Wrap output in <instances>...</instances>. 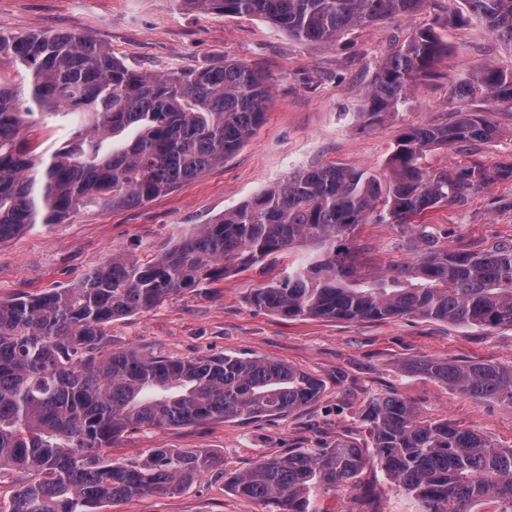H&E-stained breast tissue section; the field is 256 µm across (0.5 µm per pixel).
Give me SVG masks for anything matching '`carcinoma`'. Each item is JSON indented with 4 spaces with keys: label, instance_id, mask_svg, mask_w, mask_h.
I'll list each match as a JSON object with an SVG mask.
<instances>
[{
    "label": "carcinoma",
    "instance_id": "1",
    "mask_svg": "<svg viewBox=\"0 0 512 512\" xmlns=\"http://www.w3.org/2000/svg\"><path fill=\"white\" fill-rule=\"evenodd\" d=\"M197 11L262 17L302 41L336 42L347 29L410 15L426 0H181ZM452 20H476L512 48V0H461ZM449 53L432 26L414 30L379 64L366 92L362 127L384 123L413 84ZM0 242L36 224H62L89 208L143 205L223 163L264 121L271 85L259 70L226 60L157 75L126 67L80 33L0 35ZM455 97L481 96L512 111V69L463 73ZM76 111L70 147L44 157L33 138L43 116ZM499 136L480 110L404 129L386 160L388 175L313 166L185 234L141 264L114 257L72 288L0 302V470L31 479L8 512H89L100 502L175 494L218 460L202 451L155 448L116 463L109 452L129 429L285 416L315 401L323 385L278 361L224 355L174 359L103 351L105 327L170 295L285 250L304 257L256 289L250 304L283 317L381 320L404 316L512 328V245L437 250L428 212L512 181V161L435 172L420 161L435 146L486 144ZM412 231L425 252L412 265L357 276L343 241L367 216ZM415 370L475 399L512 406V364L430 359ZM372 457L338 441L317 452L265 455L232 477L240 495L269 512H319L313 493L346 486L377 463L415 512H472L489 500L512 512V448H499L446 420L419 419L398 397L371 399L361 414Z\"/></svg>",
    "mask_w": 512,
    "mask_h": 512
}]
</instances>
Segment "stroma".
<instances>
[{"mask_svg": "<svg viewBox=\"0 0 512 512\" xmlns=\"http://www.w3.org/2000/svg\"><path fill=\"white\" fill-rule=\"evenodd\" d=\"M459 0H425L420 11L357 28L332 45L288 36L256 16L201 13L180 0H0V34L84 33L127 67L168 75L236 60L261 69L271 94L265 120L231 158L190 184L144 205L84 209L64 224H38L0 242V302L74 287L89 270L115 256L140 263L168 250L186 232L211 224L244 201L314 164L336 163L382 174L403 128L451 118L462 70L487 63L512 68V48L481 24L443 23L450 52L419 81L407 102L383 125L361 128L357 114L378 64L393 44L447 17ZM500 128L492 144L472 150L439 147L421 161L429 171L474 161L512 160V112L489 111ZM440 249L479 251L512 243V183L493 185L466 204L432 212ZM423 247L369 214L349 242L363 274L413 261ZM285 251L251 269L184 290L155 307L112 321L108 347L191 359L260 356L308 373L323 384L320 397L287 416L206 421L127 431L112 450L120 461L145 459L152 449L204 450L220 461L174 495H143L101 505L97 512H268L234 492L232 476L264 455L318 449L344 440L370 442L361 422L367 402L395 396L420 418L447 420L512 447V406L474 400L416 371L425 359L512 363V329H485L406 316L380 321L288 319L252 306L248 295L297 259ZM325 512H412L380 467L367 465L357 486L320 492Z\"/></svg>", "mask_w": 512, "mask_h": 512, "instance_id": "obj_1", "label": "stroma"}]
</instances>
